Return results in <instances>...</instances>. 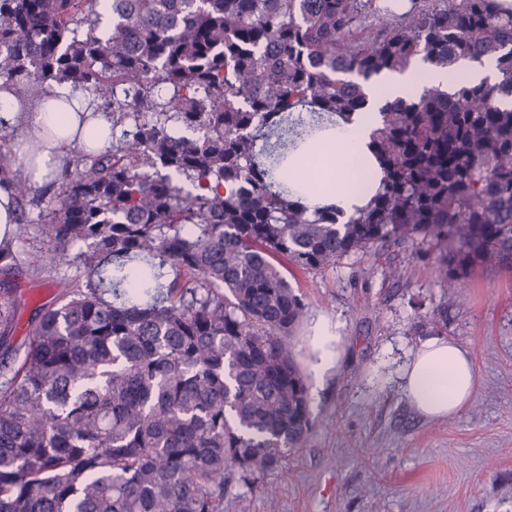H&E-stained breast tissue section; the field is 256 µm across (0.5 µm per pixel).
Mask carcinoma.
Masks as SVG:
<instances>
[{"label": "carcinoma", "instance_id": "1", "mask_svg": "<svg viewBox=\"0 0 512 512\" xmlns=\"http://www.w3.org/2000/svg\"><path fill=\"white\" fill-rule=\"evenodd\" d=\"M0 0V91L55 83L112 115V150L78 146L38 232L36 270L75 254L84 286L38 310L20 352L0 296V512H224L233 482L277 471L313 422L288 274L420 241L461 297L512 269V11L495 0ZM381 28L372 33L374 21ZM495 62L387 102L381 175L347 220L312 214L288 156L367 103L362 83L420 60ZM307 184L328 161L306 156ZM18 209L23 164L0 155ZM19 266L0 244V270Z\"/></svg>", "mask_w": 512, "mask_h": 512}]
</instances>
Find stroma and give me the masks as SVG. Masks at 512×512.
<instances>
[{
    "instance_id": "35a3bbf8",
    "label": "stroma",
    "mask_w": 512,
    "mask_h": 512,
    "mask_svg": "<svg viewBox=\"0 0 512 512\" xmlns=\"http://www.w3.org/2000/svg\"><path fill=\"white\" fill-rule=\"evenodd\" d=\"M59 193L56 179L36 189L26 207L30 228L14 242L21 264L0 272V293L19 302V342L36 307L86 281L73 262L45 270L26 263ZM438 265V249L406 245L361 264L297 273L306 317L343 322L344 363L310 400L307 444L278 473L235 485L224 512H512V271L477 268L456 298L441 288ZM437 332L470 349L479 379L466 410L444 420L420 416L394 386L370 381L389 353Z\"/></svg>"
}]
</instances>
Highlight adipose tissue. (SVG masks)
<instances>
[{"label":"adipose tissue","instance_id":"ef3b65f1","mask_svg":"<svg viewBox=\"0 0 512 512\" xmlns=\"http://www.w3.org/2000/svg\"><path fill=\"white\" fill-rule=\"evenodd\" d=\"M495 65L462 64L453 69L411 65L405 72L379 77L367 86L368 107L356 113L348 123H339L327 131L326 140L312 139L307 152L317 155L323 143H330L333 178L324 189L313 192L306 187V167L299 162L287 169L288 188L301 198L308 210L335 205L344 214H353L362 205L361 191L375 160L369 147L370 135L379 123V109L388 101L406 98L421 92L427 85L447 86L456 78L469 83L494 82ZM85 100L71 85L53 86L49 97L28 106L13 93L0 92V119L5 124L25 130L23 141L33 152V184L39 185L59 175L70 157L75 135L82 124L98 131L87 147L102 153L112 147L111 123L103 115L81 122L78 107ZM341 322L317 319L311 327L307 343L313 355L308 369L315 387H322L325 378L340 364L343 354ZM400 388L409 404L425 418L444 419L462 413L475 392L478 376L468 349L451 338L435 335L424 339L397 369Z\"/></svg>","mask_w":512,"mask_h":512}]
</instances>
